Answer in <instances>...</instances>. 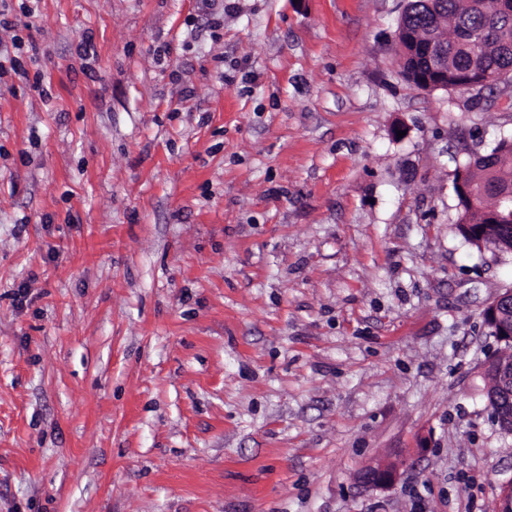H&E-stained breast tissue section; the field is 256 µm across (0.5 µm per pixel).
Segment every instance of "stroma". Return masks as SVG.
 Segmentation results:
<instances>
[{"instance_id": "35a3bbf8", "label": "stroma", "mask_w": 512, "mask_h": 512, "mask_svg": "<svg viewBox=\"0 0 512 512\" xmlns=\"http://www.w3.org/2000/svg\"><path fill=\"white\" fill-rule=\"evenodd\" d=\"M406 4L6 0L0 512H502L512 82L405 81ZM459 212L457 229L477 249L512 251V228L504 229L494 210L499 197L512 194V139H501L490 153L476 156L454 180ZM479 232H475V227ZM397 476V470L392 464H381L364 468L361 481L366 486H388L392 485Z\"/></svg>"}]
</instances>
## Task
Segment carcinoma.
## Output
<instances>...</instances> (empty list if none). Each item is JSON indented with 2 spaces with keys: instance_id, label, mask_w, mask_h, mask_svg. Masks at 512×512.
Here are the masks:
<instances>
[{
  "instance_id": "carcinoma-1",
  "label": "carcinoma",
  "mask_w": 512,
  "mask_h": 512,
  "mask_svg": "<svg viewBox=\"0 0 512 512\" xmlns=\"http://www.w3.org/2000/svg\"><path fill=\"white\" fill-rule=\"evenodd\" d=\"M499 0H408L399 27L401 74L417 81L429 69L420 44L438 38L448 75L443 86L460 89L470 80L490 87L512 78V13ZM457 229L471 245L512 251V228L504 229L494 210L499 197L512 195V139H501L490 153L457 171Z\"/></svg>"
}]
</instances>
